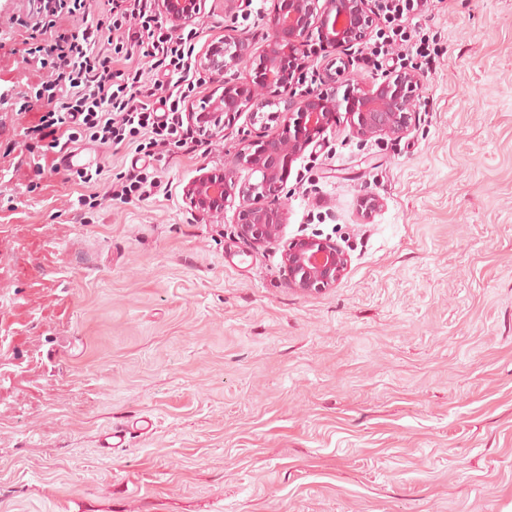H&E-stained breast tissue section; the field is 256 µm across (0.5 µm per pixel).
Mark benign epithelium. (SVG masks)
<instances>
[{
	"instance_id": "benign-epithelium-1",
	"label": "benign epithelium",
	"mask_w": 512,
	"mask_h": 512,
	"mask_svg": "<svg viewBox=\"0 0 512 512\" xmlns=\"http://www.w3.org/2000/svg\"><path fill=\"white\" fill-rule=\"evenodd\" d=\"M206 0H157L158 10L176 30L199 24ZM377 18L375 0H273L267 15L268 35L259 51L249 39L226 36L212 41L198 54L197 69L219 82V95H209L203 105H188L187 126L207 138L235 126L245 113L253 122L268 116L280 120L282 131L259 138L242 137L232 169L204 172L183 188V199L197 216L224 218L235 208L237 234L255 247L278 244L288 224L282 204L288 170L313 143L326 138L339 117L350 132L362 139L401 137L411 126L421 79L403 68L379 84L366 85L338 70L327 76L331 91L295 97V77L286 68L294 60L306 64L307 42L317 38L319 48L339 54L366 41ZM252 70H239L243 64ZM344 88L338 94V88ZM283 111L262 113L269 105ZM257 175L239 181L238 169ZM288 283L309 293L336 287L345 275L348 254L337 244L316 236H296L282 252Z\"/></svg>"
}]
</instances>
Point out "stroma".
<instances>
[{
  "mask_svg": "<svg viewBox=\"0 0 512 512\" xmlns=\"http://www.w3.org/2000/svg\"><path fill=\"white\" fill-rule=\"evenodd\" d=\"M272 0H207L194 41L262 47ZM33 0H0V512H512V0L416 16L421 90L400 138L338 124L292 163L285 239H331L336 287L288 284L282 248L198 220L196 176L259 125L152 160L82 142L70 180L40 129ZM364 84L392 61L353 47ZM336 53H310L297 93ZM373 193L383 201L364 215ZM92 197L81 205V197ZM154 433L102 455L107 427Z\"/></svg>",
  "mask_w": 512,
  "mask_h": 512,
  "instance_id": "1",
  "label": "stroma"
}]
</instances>
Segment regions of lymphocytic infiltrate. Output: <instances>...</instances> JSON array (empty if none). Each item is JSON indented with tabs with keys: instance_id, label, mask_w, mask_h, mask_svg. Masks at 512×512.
Here are the masks:
<instances>
[{
	"instance_id": "f902f5d3",
	"label": "lymphocytic infiltrate",
	"mask_w": 512,
	"mask_h": 512,
	"mask_svg": "<svg viewBox=\"0 0 512 512\" xmlns=\"http://www.w3.org/2000/svg\"><path fill=\"white\" fill-rule=\"evenodd\" d=\"M44 18L35 48L42 64L55 73L43 86L49 108L46 126L66 128L67 140L105 145L125 136L138 138V151L167 145L184 146L181 103L195 89L193 49L196 30L176 35L151 0H106L100 13L88 0H42ZM81 19L79 30L58 31L60 17ZM157 59L167 67L146 82L133 56Z\"/></svg>"
}]
</instances>
